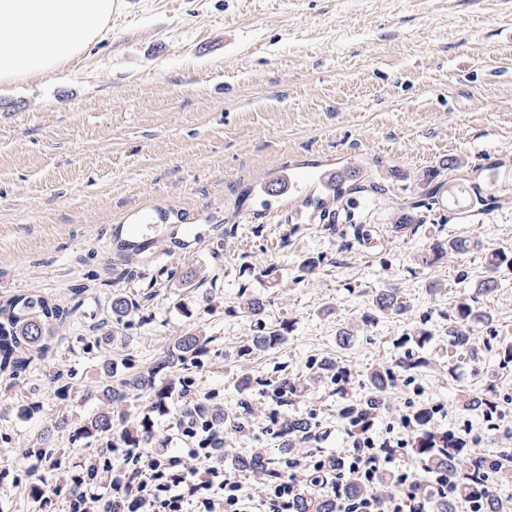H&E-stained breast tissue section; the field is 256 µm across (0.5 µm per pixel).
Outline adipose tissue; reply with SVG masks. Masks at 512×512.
<instances>
[{
    "label": "adipose tissue",
    "instance_id": "adipose-tissue-1",
    "mask_svg": "<svg viewBox=\"0 0 512 512\" xmlns=\"http://www.w3.org/2000/svg\"><path fill=\"white\" fill-rule=\"evenodd\" d=\"M115 0H0V84L55 74L108 29Z\"/></svg>",
    "mask_w": 512,
    "mask_h": 512
}]
</instances>
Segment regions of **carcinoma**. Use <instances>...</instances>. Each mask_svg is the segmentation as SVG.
Listing matches in <instances>:
<instances>
[{"instance_id": "carcinoma-1", "label": "carcinoma", "mask_w": 512, "mask_h": 512, "mask_svg": "<svg viewBox=\"0 0 512 512\" xmlns=\"http://www.w3.org/2000/svg\"><path fill=\"white\" fill-rule=\"evenodd\" d=\"M382 188L373 180L363 184H350L347 177L340 178L336 190L328 195L309 194L300 203V210L309 217L327 212L344 211L343 200L350 194L370 195L380 193ZM496 200L483 191L481 185H474L471 208L468 216H478L490 211ZM425 206L420 201L398 208L394 221L397 228H419L416 210ZM341 236H347L356 243L366 246L376 240L377 231L370 224L348 220ZM112 245L126 257L122 276L133 279L138 276L134 270L136 258L145 252L150 241H139L125 236L121 230L113 233ZM440 250L461 254L472 251L482 253L485 268L495 271L503 264L512 266V254L500 249H490L475 239L458 237L448 244H436ZM242 307L255 319L251 346L264 350L281 334L268 327L264 320L265 304L253 294L242 289ZM375 310L385 316L401 317L408 311L396 288L380 290L374 300ZM83 291L74 293L67 305L48 297L16 295L0 301V377L19 380L27 375L38 362L54 358L60 346V329L69 326L78 310L83 306ZM136 302L122 292L112 294L110 314L115 322H124ZM474 321L490 324L491 314L481 311L467 301L461 302L452 318L448 319V345L455 354H464L475 362L483 359V349L471 336L470 323ZM210 342L207 336L189 332L173 339L149 366H128L120 376H114L112 360L100 362L99 368L109 380L88 385L73 374L57 370L48 375L47 392L50 399L68 402V405L44 412L41 402L24 405L19 415L30 418L44 414L46 423L42 436L34 441H23L10 449L25 459L36 462V469L25 471L0 470V485L23 484L26 486L27 512H52L55 503L62 505L63 512H129L124 498H112V482L122 476L130 491H136L140 481L139 457L146 452L159 455L160 470L168 473L172 465L184 460V456L166 447L165 441L157 435L150 417L140 411H126L121 406L144 395L150 396L155 408H165L178 400L175 426L187 440L195 441V451L221 462L224 459V431L241 433L247 425L266 416L267 408L261 402L246 403L240 414H224L223 405L215 402V395L200 396L194 389V382L187 371L203 367L202 357ZM430 365L424 355L408 351L392 365H378L372 368L362 380V387L368 394L361 397L347 388L338 390L342 405L340 417L353 427L362 418H375L381 409L384 397L393 394L400 386L404 372H417ZM340 370L338 362L330 357L314 360L304 378L283 373L276 380L244 376L240 386L248 391L262 394H288L297 396L315 382L336 380ZM94 403L92 412L83 416L73 410V404L84 399ZM315 428L309 415L291 416L281 421L280 430L286 436L288 451L294 452L296 443L304 440ZM59 433L69 435L70 441L85 449L75 457L70 448H59L55 437ZM433 468L458 469L459 453L448 450L422 447ZM239 466L250 470L268 481L274 472L272 462L262 448H250L238 459ZM300 512H334L333 503L327 499L308 497L300 504Z\"/></svg>"}]
</instances>
